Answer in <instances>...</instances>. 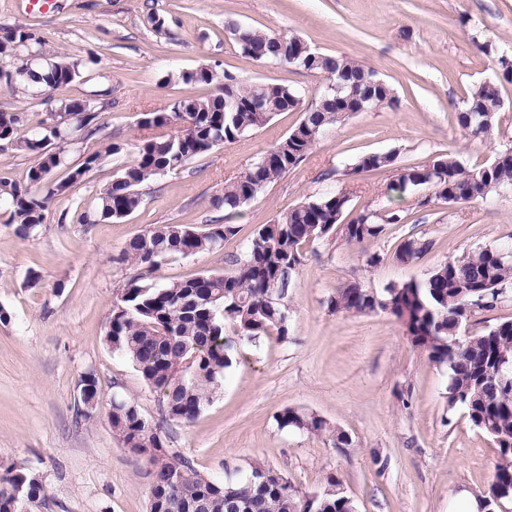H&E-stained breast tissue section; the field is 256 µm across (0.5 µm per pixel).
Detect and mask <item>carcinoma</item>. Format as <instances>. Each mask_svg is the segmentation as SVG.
<instances>
[{
	"label": "carcinoma",
	"mask_w": 512,
	"mask_h": 512,
	"mask_svg": "<svg viewBox=\"0 0 512 512\" xmlns=\"http://www.w3.org/2000/svg\"><path fill=\"white\" fill-rule=\"evenodd\" d=\"M237 51L263 65H289L309 73H323L329 83L346 85L345 98L323 89L310 107L301 109L299 88L279 83L250 82L228 70L222 75L208 65L182 69L165 76L185 86L218 85L208 95H188L169 112H146L139 128L148 131L136 144L133 164L121 167L97 195L95 216L99 221L121 220L142 204V185L178 170L265 126L282 112L303 110L300 122L267 149L254 163L224 184L213 205L224 208V223L198 231L186 224H161L128 240L120 260L138 268L116 289L106 344L128 359L157 396L164 421L190 423L208 406L224 372L233 364L225 326L250 340L277 334L288 336L287 301L292 275L302 264L303 248L331 241L361 248L366 266H378L384 257L370 246L381 239L387 227L403 224L400 209L380 211L365 207L348 212L350 197L338 190L308 196L273 222L255 230L243 257L230 272L205 273L188 279L157 284L148 279L172 257H187L213 251L238 234L233 220L240 209L272 184L295 169L323 135L353 112L352 104L364 101L370 107L395 108L399 100L385 81L357 60L344 55L318 54L310 61L295 58L302 42L235 22L226 25ZM34 35L22 25L0 41V57H13L25 49L35 58L39 52ZM82 76L81 63L66 55L45 64L25 62L12 71L0 72V82L14 91L53 89ZM260 97L263 105L251 102ZM490 105L477 121L475 107ZM501 99L497 86L484 82L474 87L464 106L455 112L464 135L484 139L492 135ZM96 94L62 105L58 115L48 113L31 135L16 137L23 117L19 112L0 111V141L34 156L19 177H0L6 223L26 240L43 224L45 212L56 196L69 191L102 160L118 156L125 144L113 142L104 152L87 157L82 166L60 182L51 174L65 164V150L51 151L41 145L49 139L62 145L72 130H89L99 117ZM395 150L356 156L346 175L393 171L388 191L403 195L424 188L431 195L418 200L427 207L435 203L469 204L512 186V148L497 152L480 165H467L451 152L436 154L429 164L399 166ZM433 242L409 236L393 253L401 264L422 258ZM502 245L480 247L437 265L422 279L392 283L381 290L354 279L342 283L329 299L338 313L366 315L382 312L395 318L411 344L448 376V411L461 409L474 427L498 446L501 461L479 499L492 503L494 512L512 506V321H504L480 334L464 333L474 308H490L504 290L512 288V258ZM112 431L132 450L151 456L153 484L149 512H354L353 499L333 475L319 491L302 493L283 478L270 477L273 469L261 463L245 473L225 472L216 480L197 470L188 460L167 452L160 426L149 422L138 405L112 398L109 414ZM282 429L312 435H330L338 444L349 437L324 418L288 408L276 415ZM46 507L39 475L23 462H0V512H41Z\"/></svg>",
	"instance_id": "cac0c4a2"
}]
</instances>
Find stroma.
<instances>
[{"mask_svg": "<svg viewBox=\"0 0 512 512\" xmlns=\"http://www.w3.org/2000/svg\"><path fill=\"white\" fill-rule=\"evenodd\" d=\"M153 13L163 27L150 22ZM230 20L354 57L394 88L400 105L351 114L244 208L239 233L221 249L168 259L154 281L232 270L258 225L341 185L352 192L350 209L397 208L407 221L375 243L385 260L373 269L358 249L339 242L307 250L288 290L287 339H235L221 389L192 423H162L165 444L217 479L260 462L308 493L336 475L357 512H456L460 492L477 495L490 481L499 462L496 445L463 412H449L446 373L411 345L393 317L336 313L328 300L352 278L381 289L512 239V189L483 202L421 208V190L388 194L390 173H344L351 158L368 152L394 150L400 165L419 166L452 150L475 165L512 146V83L498 77L499 58L512 59V0H52L43 12L30 0H0V40L21 24L43 57L64 53L85 66L81 78L42 96L0 86V110L24 117L19 135H29L61 105L101 94L99 132L74 134L56 178L109 143L128 145L120 159L101 160L68 194L55 197L29 239L0 222V461H23L39 474L44 512H148L153 467L119 440L109 421L119 394L135 400L147 420L161 422L154 394L104 341L114 292L136 273L119 255L126 241L154 225L203 230L222 219L211 198L300 115L279 114L143 185L141 207L123 220L89 223L84 216L119 165L133 163L142 114L169 111L189 94L187 86L164 83L168 72L206 64L311 95L323 86V74L259 66L241 56L225 29ZM485 81L497 82L502 105L493 138L480 142L465 138L453 115ZM411 234L433 240L432 250L409 265L392 262ZM87 374L95 376L101 399L84 414L79 383ZM289 407L327 419L348 434L349 445L279 428L275 417Z\"/></svg>", "mask_w": 512, "mask_h": 512, "instance_id": "obj_1", "label": "stroma"}]
</instances>
